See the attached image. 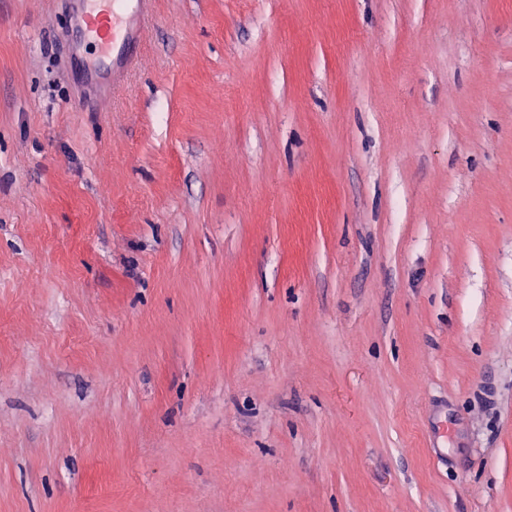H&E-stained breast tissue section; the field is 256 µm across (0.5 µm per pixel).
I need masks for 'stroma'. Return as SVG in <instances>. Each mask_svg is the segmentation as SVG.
Returning a JSON list of instances; mask_svg holds the SVG:
<instances>
[{
  "label": "stroma",
  "instance_id": "1",
  "mask_svg": "<svg viewBox=\"0 0 512 512\" xmlns=\"http://www.w3.org/2000/svg\"><path fill=\"white\" fill-rule=\"evenodd\" d=\"M74 26L0 0V512H512V0ZM79 11V28L84 36L102 49L106 59L112 58L115 81L120 82L124 71L132 64L140 49L151 0H123L118 9L116 0H75ZM130 9L124 31L117 29L115 15ZM116 68V69H115Z\"/></svg>",
  "mask_w": 512,
  "mask_h": 512
}]
</instances>
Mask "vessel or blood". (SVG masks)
<instances>
[{
  "label": "vessel or blood",
  "instance_id": "b4317fda",
  "mask_svg": "<svg viewBox=\"0 0 512 512\" xmlns=\"http://www.w3.org/2000/svg\"><path fill=\"white\" fill-rule=\"evenodd\" d=\"M79 27L84 36L112 61L115 77H122L140 49L151 0H124L131 14L124 28H117L113 0H76Z\"/></svg>",
  "mask_w": 512,
  "mask_h": 512
}]
</instances>
